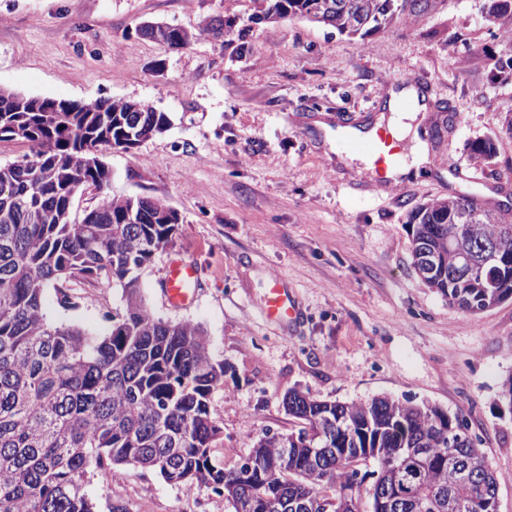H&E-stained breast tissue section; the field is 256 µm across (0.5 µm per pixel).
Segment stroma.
<instances>
[{
	"instance_id": "obj_1",
	"label": "stroma",
	"mask_w": 512,
	"mask_h": 512,
	"mask_svg": "<svg viewBox=\"0 0 512 512\" xmlns=\"http://www.w3.org/2000/svg\"><path fill=\"white\" fill-rule=\"evenodd\" d=\"M250 0H0V89L42 98L124 99L167 112L171 125L133 151L101 158L108 185L83 187L81 221L102 198L147 197L174 210L172 243L141 280L155 316L202 325L223 386L211 396L222 433L214 452L245 458L262 430L297 428L282 398L298 388L330 401L387 395L461 413L501 477L499 512H512V299L480 313L449 306L413 267L409 216L429 200L465 195L512 221V36L486 19V0H448L421 23L359 40L302 19L258 26L249 49L211 38L176 51L138 36L145 21L188 30L205 19L246 16ZM417 73L431 86L422 127L436 166L398 191L358 186L362 154L339 157L326 127L372 125L388 77ZM497 155L475 169L473 143ZM193 262L191 304H169L162 283L173 258ZM299 308L288 325L262 312L272 279ZM74 308L46 290L56 323L107 327L122 291L73 285ZM98 512H233L206 487L168 484L128 468L91 478Z\"/></svg>"
}]
</instances>
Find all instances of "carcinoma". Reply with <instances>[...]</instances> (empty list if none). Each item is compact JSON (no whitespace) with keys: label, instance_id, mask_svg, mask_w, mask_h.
I'll use <instances>...</instances> for the list:
<instances>
[{"label":"carcinoma","instance_id":"cac0c4a2","mask_svg":"<svg viewBox=\"0 0 512 512\" xmlns=\"http://www.w3.org/2000/svg\"><path fill=\"white\" fill-rule=\"evenodd\" d=\"M248 17L226 16L187 30L143 22L138 35L186 49L225 29L246 49L252 26L285 18L324 23L350 38L397 23L417 25L446 0H252ZM488 20L512 22V0H488ZM0 90V141L31 153L0 166V512H98L89 476L108 480L128 467L169 484L205 486L234 512H281L283 499L313 512H498L499 478L468 433L467 419L388 396L322 400L293 388L283 408L299 421L265 430L231 467L212 455L221 428L210 399L224 383L196 322L156 317L141 275L171 242L178 219L160 201L102 199L71 221V182L104 187L106 165L84 147L129 151L131 139L165 132L167 113L121 99L69 101L57 112H11ZM495 144L473 147L488 165ZM419 277L448 304L478 314L512 298V224L465 196L434 199L413 216ZM493 240L487 261L481 244ZM94 278L121 288L124 305L101 332L50 321L45 290L78 306L71 283ZM288 449L283 461L279 449ZM471 467L477 478L458 481Z\"/></svg>","mask_w":512,"mask_h":512}]
</instances>
